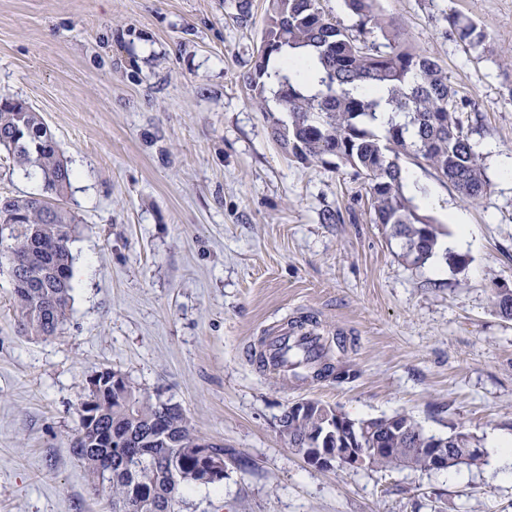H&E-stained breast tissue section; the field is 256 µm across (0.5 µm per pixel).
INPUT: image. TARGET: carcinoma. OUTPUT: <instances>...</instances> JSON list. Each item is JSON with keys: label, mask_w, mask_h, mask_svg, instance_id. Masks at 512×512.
I'll use <instances>...</instances> for the list:
<instances>
[{"label": "carcinoma", "mask_w": 512, "mask_h": 512, "mask_svg": "<svg viewBox=\"0 0 512 512\" xmlns=\"http://www.w3.org/2000/svg\"><path fill=\"white\" fill-rule=\"evenodd\" d=\"M376 0H346L359 18L350 34L326 17L319 0H269L260 51L246 76L250 101L261 112H281L272 135L302 163L336 159L367 180L372 223L401 244V257L433 256L438 233L403 193L400 156L427 162L468 202L489 182L469 134L468 107L457 100L436 61L402 40L394 23L375 12ZM450 35L479 48L487 33L459 16L448 19ZM387 43L368 41L374 30ZM43 182L40 198L0 199V224L17 226L7 245L20 326L40 339L55 337L67 321L73 291L71 243L76 219L64 206L72 170L54 135L36 112L0 94V151ZM496 312L512 319V304L491 290ZM331 406L316 400L308 412L288 421V444L305 445L334 433ZM382 442L363 438L366 465L429 469L428 453L438 436L426 433L409 413L391 416ZM473 435L456 432L448 468L478 467L483 451H469ZM203 435L183 408L152 396L125 375L105 369L88 383L80 403L72 448L96 491L107 495L112 512H179L185 487L205 470L196 452ZM178 479H172V472Z\"/></svg>", "instance_id": "1"}]
</instances>
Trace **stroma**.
Listing matches in <instances>:
<instances>
[{"label":"stroma","instance_id":"1","mask_svg":"<svg viewBox=\"0 0 512 512\" xmlns=\"http://www.w3.org/2000/svg\"><path fill=\"white\" fill-rule=\"evenodd\" d=\"M268 0H0V92L23 100L74 173L72 308L61 334L23 335L0 265V512H111L71 441L104 369L178 403L250 469L192 485L180 512H512L494 440L512 435V0H376L417 53L471 100L489 187L461 199L426 162L404 193L440 246L407 264L372 223L367 183L278 145L244 82ZM459 13L489 34H448ZM468 213L472 239L450 224ZM337 211L341 219L325 222ZM464 256V265L449 258ZM311 317L342 338L335 376L295 382L259 366L266 336ZM318 399L357 419L407 412L426 432H470L480 467L307 464L278 430Z\"/></svg>","mask_w":512,"mask_h":512}]
</instances>
